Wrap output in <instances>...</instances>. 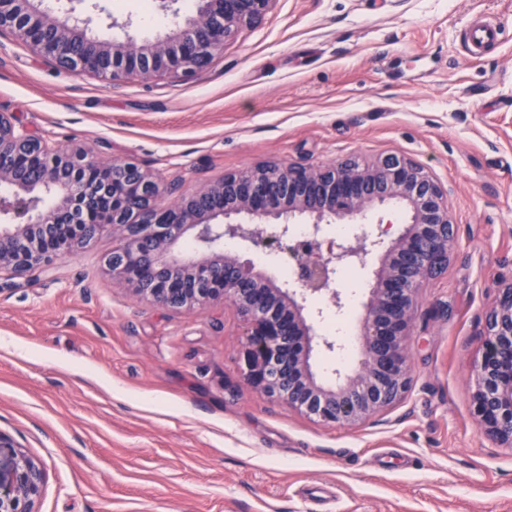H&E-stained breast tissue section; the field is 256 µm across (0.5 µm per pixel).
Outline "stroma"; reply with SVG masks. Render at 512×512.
Returning <instances> with one entry per match:
<instances>
[{
	"instance_id": "obj_1",
	"label": "stroma",
	"mask_w": 512,
	"mask_h": 512,
	"mask_svg": "<svg viewBox=\"0 0 512 512\" xmlns=\"http://www.w3.org/2000/svg\"><path fill=\"white\" fill-rule=\"evenodd\" d=\"M140 38L158 0H103ZM486 19L498 42L469 56ZM0 110L64 145L135 160L186 190L258 163L396 153L448 195L458 238L419 295L412 387L325 427L248 386L221 303L170 312L113 284L99 238L49 274L0 279V432L46 470L37 512H512V449L482 437L471 370L512 278V0H276L209 67L108 88L0 34ZM376 260L340 286L359 326ZM318 322L331 334L337 317Z\"/></svg>"
}]
</instances>
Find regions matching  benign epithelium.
Returning a JSON list of instances; mask_svg holds the SVG:
<instances>
[{"instance_id": "1", "label": "benign epithelium", "mask_w": 512, "mask_h": 512, "mask_svg": "<svg viewBox=\"0 0 512 512\" xmlns=\"http://www.w3.org/2000/svg\"><path fill=\"white\" fill-rule=\"evenodd\" d=\"M170 12L167 32L98 40L42 0H0V33L73 73L105 86L156 75L188 77L210 65L239 28L260 25L276 0H197L194 13ZM0 182L13 199L0 206V274L29 279L97 237L118 239L108 272L132 294L169 310L222 301L246 329L245 379L324 425H357L399 401L411 386L408 339L419 290L448 268L457 240L442 185L414 160L389 154L374 163L347 158L319 168L262 163L227 173L186 195L183 180L164 181L131 160H102L91 148H66L33 134L0 111ZM174 199L168 207L156 200ZM401 205L407 220L366 230L380 208ZM308 219L306 248L291 221ZM359 222L360 233L324 241L329 220ZM276 245L295 260L279 283L224 244ZM379 258L364 302L352 372L324 381L319 348L343 345L316 326L327 296L340 310L336 271ZM473 416L480 434L512 449V283L486 312L482 355L473 370ZM43 465L23 452L0 461V512H36Z\"/></svg>"}]
</instances>
